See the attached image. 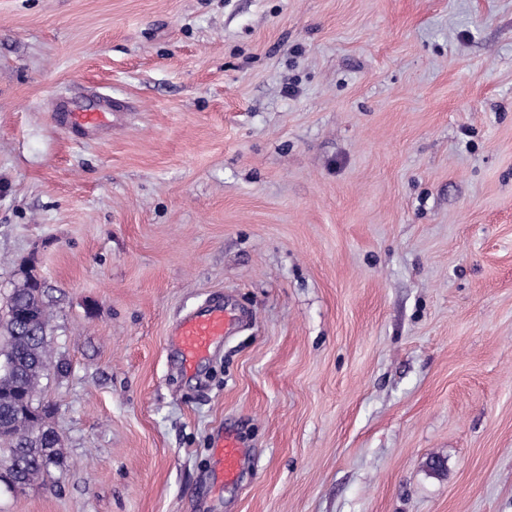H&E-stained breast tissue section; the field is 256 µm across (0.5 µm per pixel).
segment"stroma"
Returning <instances> with one entry per match:
<instances>
[{"label":"stroma","instance_id":"stroma-1","mask_svg":"<svg viewBox=\"0 0 512 512\" xmlns=\"http://www.w3.org/2000/svg\"><path fill=\"white\" fill-rule=\"evenodd\" d=\"M26 269L68 370L0 512H512V0H0V313ZM106 117V112L100 110L86 109L81 112H65L66 123L80 129L95 128L100 125ZM239 318L221 307L184 319L178 332V349L186 368L195 366L211 349L231 333ZM245 459L246 450L235 433L224 431V437L215 448V463L223 474L225 484L238 482Z\"/></svg>","mask_w":512,"mask_h":512}]
</instances>
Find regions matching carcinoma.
I'll list each match as a JSON object with an SVG mask.
<instances>
[{
    "instance_id": "carcinoma-1",
    "label": "carcinoma",
    "mask_w": 512,
    "mask_h": 512,
    "mask_svg": "<svg viewBox=\"0 0 512 512\" xmlns=\"http://www.w3.org/2000/svg\"><path fill=\"white\" fill-rule=\"evenodd\" d=\"M12 314L0 320V331L7 337L5 358L9 367L0 368V464L6 463L5 479L32 485L57 455L58 437L51 429L43 438L34 436L43 425L45 414L35 406L43 376L54 367L46 337L50 312L43 299L41 284L31 273L10 297Z\"/></svg>"
}]
</instances>
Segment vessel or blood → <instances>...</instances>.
Segmentation results:
<instances>
[{
    "mask_svg": "<svg viewBox=\"0 0 512 512\" xmlns=\"http://www.w3.org/2000/svg\"><path fill=\"white\" fill-rule=\"evenodd\" d=\"M237 321L221 307L184 319L178 332V349L186 368H194L211 349L229 335ZM246 459V450L233 432H225L215 448V463L225 483L238 482Z\"/></svg>",
    "mask_w": 512,
    "mask_h": 512,
    "instance_id": "1",
    "label": "vessel or blood"
}]
</instances>
